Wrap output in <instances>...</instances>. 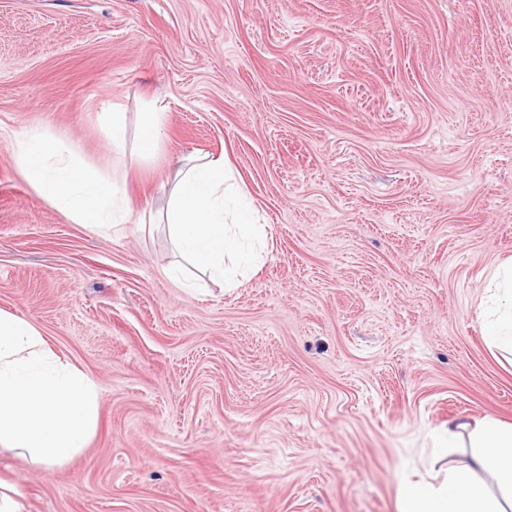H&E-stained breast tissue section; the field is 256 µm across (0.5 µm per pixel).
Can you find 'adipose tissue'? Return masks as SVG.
Listing matches in <instances>:
<instances>
[{"instance_id": "adipose-tissue-1", "label": "adipose tissue", "mask_w": 512, "mask_h": 512, "mask_svg": "<svg viewBox=\"0 0 512 512\" xmlns=\"http://www.w3.org/2000/svg\"><path fill=\"white\" fill-rule=\"evenodd\" d=\"M13 158L23 179L77 223L104 234L129 223L131 211L119 189L125 171H114L109 181H102L45 129L19 134ZM233 187L234 174L223 160L183 165L163 216L175 248L228 286L256 265L269 237L267 225L238 206ZM489 317V346L512 358L511 265L497 274ZM463 434L470 448L465 461L427 470L419 478L402 475L399 512H512V426L489 417L456 422L434 447V458H446Z\"/></svg>"}]
</instances>
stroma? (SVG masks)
<instances>
[{
    "label": "stroma",
    "instance_id": "1",
    "mask_svg": "<svg viewBox=\"0 0 512 512\" xmlns=\"http://www.w3.org/2000/svg\"><path fill=\"white\" fill-rule=\"evenodd\" d=\"M42 126L125 166L118 233L21 177ZM204 156L271 239L190 293L159 219ZM508 260L512 0H0V309L101 391L70 459L0 450L23 512H397L433 431L512 424L482 317ZM150 114L140 134V152L144 156L151 155L158 149L160 135L166 121V112H150Z\"/></svg>",
    "mask_w": 512,
    "mask_h": 512
}]
</instances>
